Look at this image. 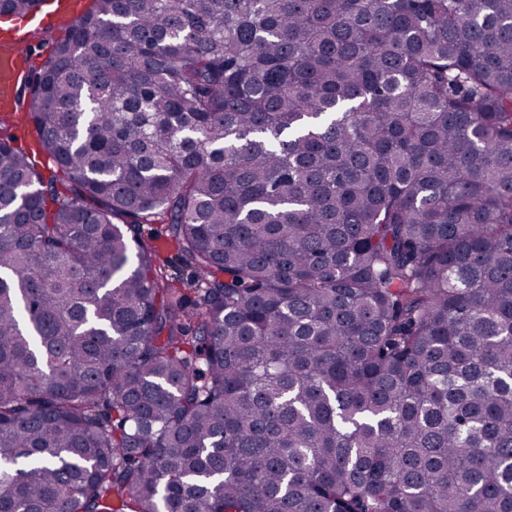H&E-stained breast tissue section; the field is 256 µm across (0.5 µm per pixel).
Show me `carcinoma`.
I'll use <instances>...</instances> for the list:
<instances>
[{
	"mask_svg": "<svg viewBox=\"0 0 512 512\" xmlns=\"http://www.w3.org/2000/svg\"><path fill=\"white\" fill-rule=\"evenodd\" d=\"M27 89L0 512H512V0H95ZM164 224H143L142 231L145 238L154 237L157 238L156 244L163 250V256L168 258V274L183 275L185 278L188 277L189 270L185 269L179 259L175 255L168 243L164 239Z\"/></svg>",
	"mask_w": 512,
	"mask_h": 512,
	"instance_id": "cac0c4a2",
	"label": "carcinoma"
}]
</instances>
